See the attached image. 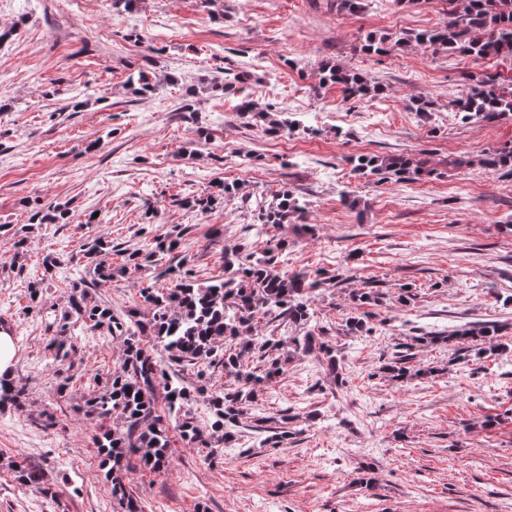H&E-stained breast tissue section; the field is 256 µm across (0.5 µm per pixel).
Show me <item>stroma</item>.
I'll return each instance as SVG.
<instances>
[{
	"label": "stroma",
	"instance_id": "1",
	"mask_svg": "<svg viewBox=\"0 0 512 512\" xmlns=\"http://www.w3.org/2000/svg\"><path fill=\"white\" fill-rule=\"evenodd\" d=\"M448 21L442 0H378L377 10L340 12L336 0H9L0 9V327L15 343L21 403H0V512H118L97 458L96 425L79 407L117 370L122 346L104 331L72 327L74 351L56 363L47 319L63 321L83 280L114 314L151 319L140 290L158 270L111 281L86 268L84 244L101 238L134 250L172 227L200 279L223 275L224 256L247 241L258 199L286 189L305 205L312 233L272 228L288 243V268L337 277L311 300L302 326L260 319L283 340L284 373L241 418L230 454L172 433L170 467L126 464L128 489L145 512H512V175L485 158L512 142V119L465 121L448 104L465 97L463 72H504L512 62L467 59L412 42ZM405 45L374 57L366 35ZM331 61L367 74L379 94L347 98L320 85ZM256 104L295 121L285 142L240 114L229 74ZM144 75L145 99L129 84ZM435 110L424 118L418 98ZM403 155L430 175L407 179L353 172L350 157ZM238 188L224 195L225 185ZM215 196L207 211L181 206ZM66 208L57 224H29L44 203ZM58 259L44 278L42 259ZM45 279L41 310L28 285ZM377 287L381 302L350 299ZM369 314L375 332L349 330ZM495 325L490 342H445L449 331ZM320 333L331 355L290 339ZM411 368L431 376L391 378L381 366L399 344ZM68 379L65 394L59 380ZM55 424L42 427L44 414ZM282 427L271 447L260 426ZM40 467L47 499L14 479L15 464Z\"/></svg>",
	"mask_w": 512,
	"mask_h": 512
}]
</instances>
